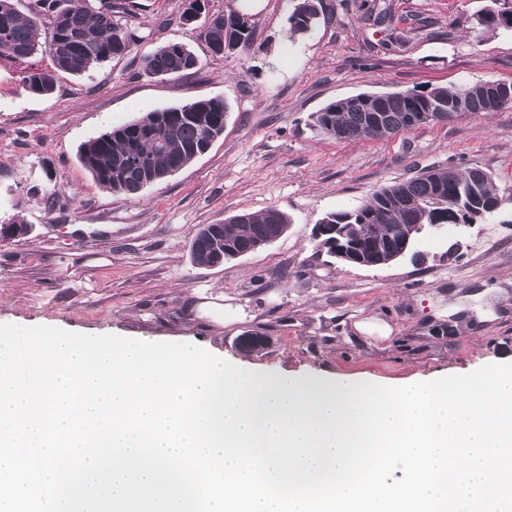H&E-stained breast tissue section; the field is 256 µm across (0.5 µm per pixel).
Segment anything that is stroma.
<instances>
[{"label": "stroma", "instance_id": "stroma-1", "mask_svg": "<svg viewBox=\"0 0 512 512\" xmlns=\"http://www.w3.org/2000/svg\"><path fill=\"white\" fill-rule=\"evenodd\" d=\"M141 40L85 75L59 73L52 96L22 87L48 54L0 55V324L167 342L191 339L254 367L372 381L459 375L512 363V108L423 125L383 140L336 141L311 117L359 93L512 82V27L477 19L501 0H390L404 40L371 26L375 0H321L324 18L289 37L295 0H136ZM198 17L183 18L188 6ZM236 9L248 46L213 55L208 17ZM198 57L178 78L138 76L157 46ZM200 98L229 106L222 137L184 168L126 197L79 161L83 143L144 108ZM490 173L500 215L424 232L414 256L381 267L337 263L313 228L429 167ZM275 208L288 230L210 268L190 243L203 225ZM267 337L242 349L240 337Z\"/></svg>", "mask_w": 512, "mask_h": 512}]
</instances>
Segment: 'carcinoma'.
Listing matches in <instances>:
<instances>
[{"instance_id":"obj_1","label":"carcinoma","mask_w":512,"mask_h":512,"mask_svg":"<svg viewBox=\"0 0 512 512\" xmlns=\"http://www.w3.org/2000/svg\"><path fill=\"white\" fill-rule=\"evenodd\" d=\"M308 0H296L288 17L289 36L314 30L319 21L306 20ZM131 0H28L27 12L18 8V0H0V54L16 60L46 52L53 69L26 73L23 87L31 95L50 96L56 89L57 73L84 74L104 62L129 54L141 40ZM209 47L213 54H224V44H248L252 29L250 19L229 8L228 16H216L208 24ZM94 48V54L82 57L78 43ZM198 66L196 55L181 43H166L142 59L138 74L148 78H168L185 74ZM489 82L465 84L454 89L433 87L386 94L380 106L383 128L375 139L407 132L415 125L411 117L418 112L439 109L458 111L460 98L469 101L466 115L482 112L481 104ZM228 105L215 98L192 100L179 107L152 110L135 120L112 128L85 142L79 159L94 181L105 190L119 195L140 192L143 177L152 175L160 182L204 153L205 132L222 136ZM366 109L354 95L333 102L316 113L313 128L320 134L340 141L362 139L359 127ZM474 168L449 167L427 170L376 191L362 208L350 212L329 213L322 224H336V237L342 245L354 249L366 266L377 267L394 257V248L411 241L432 224H473L492 216L500 207L497 186L490 174L476 181ZM445 192L435 200L434 188ZM406 204L395 202L396 196ZM288 216L267 209L257 213L234 215L197 230L190 253L194 264L208 266L216 252H224V261L237 253L264 242L273 243L288 229Z\"/></svg>"}]
</instances>
